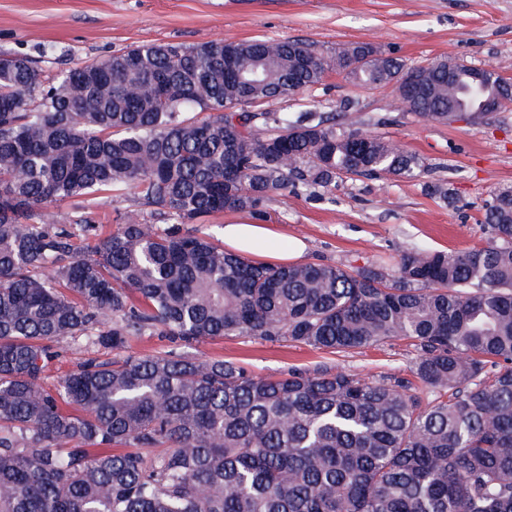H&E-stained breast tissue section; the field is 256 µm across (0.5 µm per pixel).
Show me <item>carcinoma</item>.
Listing matches in <instances>:
<instances>
[{"mask_svg":"<svg viewBox=\"0 0 512 512\" xmlns=\"http://www.w3.org/2000/svg\"><path fill=\"white\" fill-rule=\"evenodd\" d=\"M470 70L288 37L142 43L52 77L0 53V512H512V188L487 204L484 245L391 266L258 263L183 227L290 185L422 177L347 103L274 106L337 72L446 123L476 104ZM101 192L139 207L113 233L80 202ZM156 334L330 353L403 339L425 395L176 352L44 385L60 338L113 352Z\"/></svg>","mask_w":512,"mask_h":512,"instance_id":"carcinoma-1","label":"carcinoma"}]
</instances>
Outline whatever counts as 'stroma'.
Masks as SVG:
<instances>
[{"instance_id":"35a3bbf8","label":"stroma","mask_w":512,"mask_h":512,"mask_svg":"<svg viewBox=\"0 0 512 512\" xmlns=\"http://www.w3.org/2000/svg\"><path fill=\"white\" fill-rule=\"evenodd\" d=\"M300 38L325 45L370 43L407 65L446 57L493 65L512 78V0H0V52L35 55L54 75L75 63L141 43H201L233 38ZM351 101L364 129L416 152L426 180L389 175L351 177L325 190L307 186L276 194L262 216L212 213L191 229L223 242L227 224H261L249 260L283 264L292 243L299 262L361 266L391 262L402 249L463 251L483 244L485 205L512 187V105L479 121L426 122L397 110L392 86L370 87L329 73L320 85L278 103L281 112L336 111ZM443 182L447 198L424 189ZM195 353L240 363L259 377L327 363L364 377H406L414 352L406 341L339 354L291 341L226 336L199 343Z\"/></svg>"}]
</instances>
